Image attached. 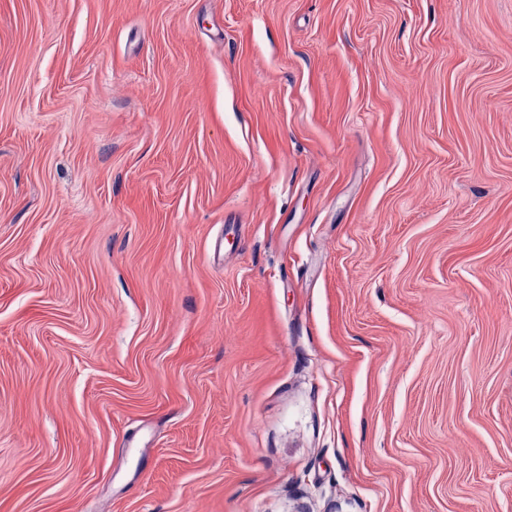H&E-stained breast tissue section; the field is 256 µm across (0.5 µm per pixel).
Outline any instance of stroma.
Listing matches in <instances>:
<instances>
[{
	"label": "stroma",
	"mask_w": 512,
	"mask_h": 512,
	"mask_svg": "<svg viewBox=\"0 0 512 512\" xmlns=\"http://www.w3.org/2000/svg\"><path fill=\"white\" fill-rule=\"evenodd\" d=\"M0 512H512V0H0Z\"/></svg>",
	"instance_id": "obj_1"
}]
</instances>
